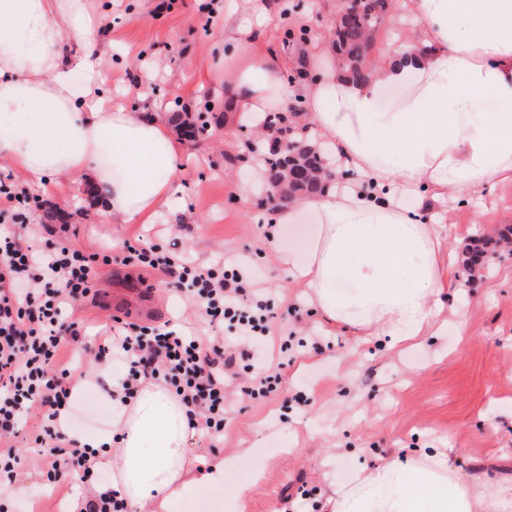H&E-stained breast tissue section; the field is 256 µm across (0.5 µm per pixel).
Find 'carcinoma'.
<instances>
[{
    "instance_id": "obj_1",
    "label": "carcinoma",
    "mask_w": 512,
    "mask_h": 512,
    "mask_svg": "<svg viewBox=\"0 0 512 512\" xmlns=\"http://www.w3.org/2000/svg\"><path fill=\"white\" fill-rule=\"evenodd\" d=\"M391 0H359L358 8L342 19L333 44L341 66L352 78L363 80L369 75L368 55L374 45L375 34L390 17ZM258 122L278 134V139L293 145L290 151H279L265 140L257 144L265 172V188L280 192L286 204L297 194H316L322 191L326 175L320 170L330 166L328 153L319 143L316 129L307 124L290 122L280 112H265ZM512 240V225L501 229L497 236L476 239L472 253L479 256L503 242Z\"/></svg>"
}]
</instances>
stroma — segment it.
<instances>
[{
	"mask_svg": "<svg viewBox=\"0 0 512 512\" xmlns=\"http://www.w3.org/2000/svg\"><path fill=\"white\" fill-rule=\"evenodd\" d=\"M275 9L267 37L285 56L306 46L303 33L327 32L340 0H270ZM111 29L104 63L107 98L127 107L147 102L185 153L183 195L175 210L152 224L104 221L84 186L65 195L27 187L0 161V179L27 196L22 220L9 229L25 245L39 242L46 209L67 225L76 248L112 255L98 270L96 303L75 302L71 312L96 334L113 317L141 326L165 321L198 326V310L175 279L123 265L126 241L137 238L188 257L201 266L223 255L241 259L274 305L275 334L307 344L289 357L279 391L255 401L228 389L224 441L212 445L198 430L181 444L188 462L224 459L225 488L257 483L244 512H294L298 487L323 505L335 483L360 465L382 463L409 448H459L467 473L490 469L512 476V249L500 247L475 270L458 264L462 287L441 313L444 336L423 337L401 350L378 336L331 332L307 304V290L262 258L259 240L272 209L262 205L253 154L244 146L252 121L212 98L199 75L224 35V18L241 14L245 0H100ZM248 197H241L240 186ZM462 246L481 236V224L512 225V184L484 192L478 204L447 200ZM20 446L22 464L9 512H74L89 485H49Z\"/></svg>",
	"mask_w": 512,
	"mask_h": 512,
	"instance_id": "1",
	"label": "stroma"
}]
</instances>
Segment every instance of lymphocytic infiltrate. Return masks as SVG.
<instances>
[{"label": "lymphocytic infiltrate", "mask_w": 512, "mask_h": 512, "mask_svg": "<svg viewBox=\"0 0 512 512\" xmlns=\"http://www.w3.org/2000/svg\"><path fill=\"white\" fill-rule=\"evenodd\" d=\"M110 255L88 253L46 240L40 249L22 247L10 232L0 231V488L11 487L21 457L11 443L20 423L38 416L32 442L41 453L43 471L52 484L71 475L92 478L95 452L77 447L62 431L61 408L83 374L64 353H93L95 360H119L125 366L120 384L135 398L148 382L163 383L179 397L196 428L211 440L224 437V396L229 381L242 380L244 394L263 400L277 391L280 367L268 357L274 311L256 280L247 278L232 257L210 267L172 257L143 243L128 245L127 262L162 272L182 287L207 324H228L236 356L224 353V339L199 331L140 327L116 321L90 337L68 310L95 287L99 262Z\"/></svg>", "instance_id": "obj_1"}]
</instances>
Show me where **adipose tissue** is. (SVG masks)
I'll return each instance as SVG.
<instances>
[{"instance_id":"1","label":"adipose tissue","mask_w":512,"mask_h":512,"mask_svg":"<svg viewBox=\"0 0 512 512\" xmlns=\"http://www.w3.org/2000/svg\"><path fill=\"white\" fill-rule=\"evenodd\" d=\"M228 24L223 70L207 84L232 111L258 113L296 96L304 118L334 145L354 183L275 208L265 256L309 291L323 323L403 345L443 335V298L458 288L448 249V194L474 197L512 184V0H396L409 30L356 82L322 33L307 42L313 81L288 87V59L261 37L264 0ZM105 26L94 0H0V160L30 186L88 181L104 218L152 224L181 194L180 145L143 110L107 106ZM315 222L301 237L285 225ZM112 426L68 429L99 451L128 512H178L224 490L221 460L191 470L180 450L185 410L165 388L121 402L119 382L96 379ZM330 512H512V480L467 474L453 448H416L337 483Z\"/></svg>"}]
</instances>
